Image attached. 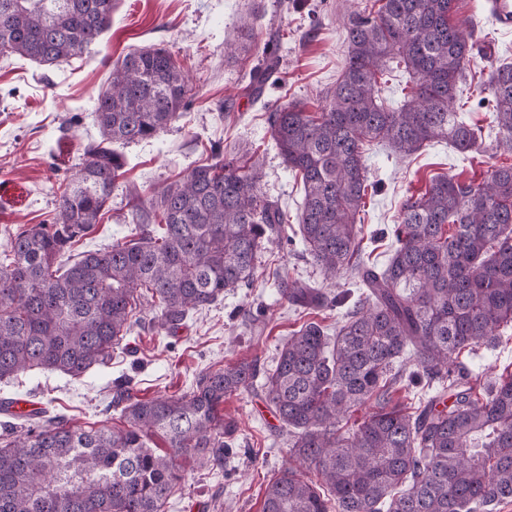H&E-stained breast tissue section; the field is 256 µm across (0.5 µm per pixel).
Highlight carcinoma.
<instances>
[{
  "label": "carcinoma",
  "instance_id": "cac0c4a2",
  "mask_svg": "<svg viewBox=\"0 0 512 512\" xmlns=\"http://www.w3.org/2000/svg\"><path fill=\"white\" fill-rule=\"evenodd\" d=\"M350 12L342 73L316 112L299 103L268 115L272 139L301 177L305 252L326 277L348 274L365 291L336 335L307 322L283 343L275 366L243 362L204 368L180 396H137L128 379L109 406L121 428H74L39 408L0 434V512H166L184 476L174 458L224 467L235 427L224 397L254 386L288 428L291 468L269 482L262 512H495L512 501V373L479 387L461 357L494 348L512 328V165L475 185L433 179L403 203L395 248L381 270L362 257L369 186L365 146L407 157L446 140L477 150L482 130L457 112L475 42L454 20L458 0H378ZM114 0H0V55L57 65L95 44ZM245 27L231 51L255 48ZM279 58L263 49L250 73L260 94ZM407 74L406 93L384 96L386 77ZM192 91L172 54L147 46L112 68L93 108L97 137L62 190L52 224L7 231L0 252V381L34 369L79 378L105 367L131 334L143 303L175 334L190 314L237 288H250L283 214L261 197L256 164L214 145L194 167L146 202L129 193L124 241L71 254L112 198L124 161L112 145L156 137L175 122ZM498 140L512 145V63L491 67ZM282 299L332 306L316 288L283 279ZM431 384L418 411L392 405L396 384ZM372 411L352 429L350 415ZM162 436L168 451L152 449Z\"/></svg>",
  "mask_w": 512,
  "mask_h": 512
}]
</instances>
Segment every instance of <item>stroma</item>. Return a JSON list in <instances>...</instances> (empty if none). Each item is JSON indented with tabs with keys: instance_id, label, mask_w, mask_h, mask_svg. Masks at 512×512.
<instances>
[{
	"instance_id": "35a3bbf8",
	"label": "stroma",
	"mask_w": 512,
	"mask_h": 512,
	"mask_svg": "<svg viewBox=\"0 0 512 512\" xmlns=\"http://www.w3.org/2000/svg\"><path fill=\"white\" fill-rule=\"evenodd\" d=\"M368 3L119 0L111 27L70 61L46 66L0 56V180L18 182L27 191L25 203L0 215V250L8 243L7 230L52 223L60 185L76 175L85 143L97 134L93 103L113 63L129 50L149 45L167 48L188 77L192 92L186 110L158 137L121 148L124 173L110 206L93 231L74 244L73 253L123 240L129 232L124 221L128 191L150 199L205 160L215 144L243 158L259 159L260 192L285 218L252 287L227 293L221 302L192 314L173 335L148 328L155 309L144 305L140 325L134 326L126 347L113 352L110 365L78 379L35 370L0 381V400L21 396L48 404L78 428L99 426L104 419L118 427L122 421L117 412L107 409L116 378H130L142 398L179 396L206 367L255 360L261 369L272 368L279 346L306 322L336 328L343 307L299 308L278 293L279 276L308 282L330 296L354 290L355 285L346 275L325 281L305 253L298 228L303 185L280 157L266 114L291 102L316 108L345 63L343 18ZM256 13L261 16L254 27L257 45L275 48L280 59L257 100L249 95L247 84L258 57L235 61L225 55L226 43ZM457 17L475 27L463 112L481 128L482 145L464 155L447 142H435L401 158L384 145L372 144L367 165L373 189L360 214L371 264L387 261L402 202L424 191L433 178L449 175L479 183L495 168L512 164V152L496 137L489 92L491 62H512V31L495 23L488 0H459ZM227 103L233 109L223 120L219 108ZM467 365L484 382L512 372V340L479 348ZM223 413L237 427L231 455L220 470L180 457L184 481L171 495L167 512H215L218 503L222 512H262L265 484L289 467L288 431L262 392L251 389L225 397Z\"/></svg>"
}]
</instances>
